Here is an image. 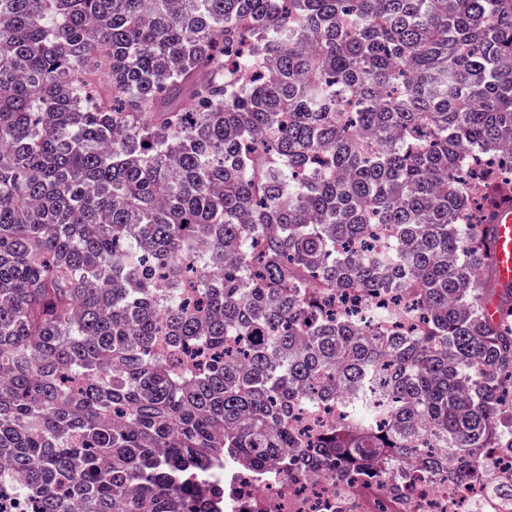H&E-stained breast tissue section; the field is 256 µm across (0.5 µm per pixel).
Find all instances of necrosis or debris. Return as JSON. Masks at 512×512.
Returning <instances> with one entry per match:
<instances>
[{
  "instance_id": "obj_1",
  "label": "necrosis or debris",
  "mask_w": 512,
  "mask_h": 512,
  "mask_svg": "<svg viewBox=\"0 0 512 512\" xmlns=\"http://www.w3.org/2000/svg\"><path fill=\"white\" fill-rule=\"evenodd\" d=\"M492 474L456 483L421 476L417 468L394 470L384 461L365 475H326L263 480L250 469L216 474L206 485L218 512H512V455L495 451Z\"/></svg>"
}]
</instances>
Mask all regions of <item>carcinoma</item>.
Masks as SVG:
<instances>
[{"label": "carcinoma", "mask_w": 512, "mask_h": 512, "mask_svg": "<svg viewBox=\"0 0 512 512\" xmlns=\"http://www.w3.org/2000/svg\"><path fill=\"white\" fill-rule=\"evenodd\" d=\"M509 149L512 0H0V490L490 476ZM493 253L495 273L500 283H512V207L504 206L497 211L493 221Z\"/></svg>", "instance_id": "1"}]
</instances>
